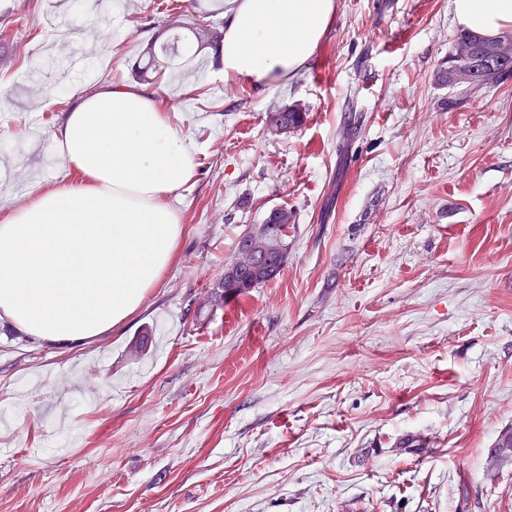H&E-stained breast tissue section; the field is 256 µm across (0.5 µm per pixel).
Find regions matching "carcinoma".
Segmentation results:
<instances>
[{
    "label": "carcinoma",
    "instance_id": "cac0c4a2",
    "mask_svg": "<svg viewBox=\"0 0 512 512\" xmlns=\"http://www.w3.org/2000/svg\"><path fill=\"white\" fill-rule=\"evenodd\" d=\"M169 31L172 37L164 44L157 46L149 44L143 54V64L136 72V77L141 81L155 78L162 72L159 58L175 55L179 49L189 44L191 40L200 42L202 46L217 48L222 39V32L215 30L209 34L199 27L185 25L177 17L169 19ZM466 65L476 68V80L470 83L472 87H479L496 82L502 76L512 73V59H504L500 62L489 58H476L466 62ZM306 120V113L289 108L281 112H272L268 115V121L278 122L285 131L293 130L301 126ZM292 214L285 208H276L269 212L266 224L270 230L271 243L274 249L266 253V258L271 261L272 271L262 270L253 273L249 270H237L234 265H228L224 270V293L235 296H246L252 289L258 288L269 281L274 280L283 270L288 258V245L285 238L288 237V224L291 223Z\"/></svg>",
    "mask_w": 512,
    "mask_h": 512
}]
</instances>
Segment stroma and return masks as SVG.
<instances>
[{
    "label": "stroma",
    "mask_w": 512,
    "mask_h": 512,
    "mask_svg": "<svg viewBox=\"0 0 512 512\" xmlns=\"http://www.w3.org/2000/svg\"><path fill=\"white\" fill-rule=\"evenodd\" d=\"M51 33L56 0H0V189L56 175L84 70L133 81L169 13ZM314 58L225 80L212 50L152 83L191 138L184 234L111 335L51 345L0 324V512H512V77L439 85L451 0H335ZM78 52L82 69L64 58ZM301 105L305 123L267 132ZM37 133V149L21 139ZM292 214L288 260L225 295L240 235Z\"/></svg>",
    "instance_id": "stroma-1"
}]
</instances>
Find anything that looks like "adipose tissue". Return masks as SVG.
<instances>
[{"label":"adipose tissue","mask_w":512,"mask_h":512,"mask_svg":"<svg viewBox=\"0 0 512 512\" xmlns=\"http://www.w3.org/2000/svg\"><path fill=\"white\" fill-rule=\"evenodd\" d=\"M335 0H232L219 58L228 78L267 84L315 52ZM461 28H512V0H452ZM59 171L0 219V321L41 341L83 345L128 321L183 234L171 196L196 149L156 91L102 80L72 96L52 133Z\"/></svg>","instance_id":"obj_1"}]
</instances>
